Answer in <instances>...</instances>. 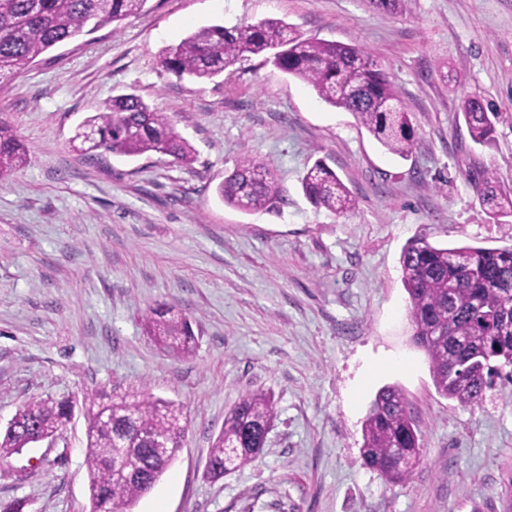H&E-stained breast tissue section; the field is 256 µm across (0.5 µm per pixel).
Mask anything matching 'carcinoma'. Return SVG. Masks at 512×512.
Wrapping results in <instances>:
<instances>
[{"label":"carcinoma","mask_w":512,"mask_h":512,"mask_svg":"<svg viewBox=\"0 0 512 512\" xmlns=\"http://www.w3.org/2000/svg\"><path fill=\"white\" fill-rule=\"evenodd\" d=\"M147 0H0V78L20 72L45 52L79 36L112 26L143 12ZM270 55L283 73L313 87L327 104L352 113L390 153L404 157L416 132L399 92L377 61L362 47L296 33L281 19L232 27H201L164 51L162 64L198 82L231 72L245 55ZM461 113L472 141H493L497 114L477 96L466 95ZM79 150L89 158L103 148L133 157L147 152L189 164L192 150L171 117L129 93L112 98L88 117ZM26 163V153L10 125L0 121V186ZM303 191L317 209L345 215L355 198L324 160L308 170ZM225 204L242 209H274L281 197L274 175L245 156L216 187ZM481 192L492 217L512 218V194L490 175ZM408 294L414 344L425 351L439 394L460 405L481 403L496 367L512 365V247H441L415 238L400 256ZM145 331L171 356L195 348L190 322L160 306L148 310ZM71 399L33 398L19 409L11 427L0 431V460L19 453L38 438L60 435L72 414ZM276 417L273 398L248 391L224 416L211 445L205 471L215 482L251 463L265 446ZM187 422L183 407L144 393L133 400H90L86 431L90 512H132L182 448ZM123 452L135 476L112 480V459ZM422 454L409 402L394 386L381 388L363 424L362 464L389 481L409 480Z\"/></svg>","instance_id":"carcinoma-1"}]
</instances>
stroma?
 Returning a JSON list of instances; mask_svg holds the SVG:
<instances>
[{
  "label": "stroma",
  "mask_w": 512,
  "mask_h": 512,
  "mask_svg": "<svg viewBox=\"0 0 512 512\" xmlns=\"http://www.w3.org/2000/svg\"><path fill=\"white\" fill-rule=\"evenodd\" d=\"M281 19L304 36L364 46L398 88L417 139L388 153L354 116L261 56L197 83L165 48L195 28ZM133 92L167 112L192 164L149 152L88 158L79 125ZM497 112L475 144L466 94ZM28 162L0 189V429L34 397L71 398L62 434L0 462V502L24 512H90L84 394L143 392L183 405L184 446L133 512H512V380L483 402L440 396L412 341L400 254L512 246L474 181L512 190V0H147L119 30L66 42L8 79L0 119ZM276 176L279 210L244 212L216 187L239 160ZM355 209L314 208L302 179L317 159ZM186 317L192 355L160 351L149 307ZM384 386L407 396L422 461L409 482L363 466L362 427ZM248 391L277 417L261 455L211 482L213 438Z\"/></svg>",
  "instance_id": "1"
}]
</instances>
